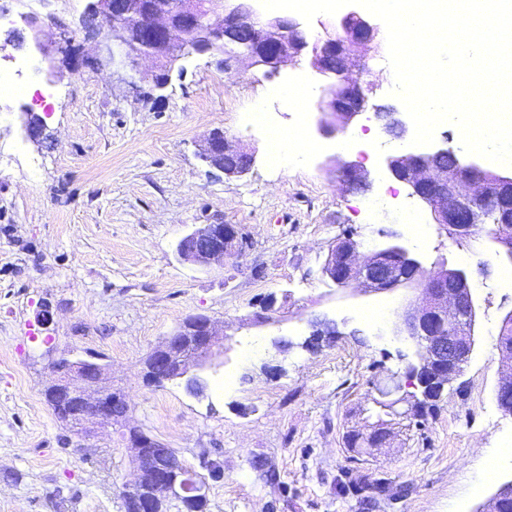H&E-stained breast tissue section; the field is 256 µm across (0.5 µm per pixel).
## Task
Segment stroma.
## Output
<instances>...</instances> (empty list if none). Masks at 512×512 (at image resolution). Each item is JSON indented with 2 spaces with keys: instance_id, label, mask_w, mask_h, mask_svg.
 <instances>
[{
  "instance_id": "stroma-1",
  "label": "stroma",
  "mask_w": 512,
  "mask_h": 512,
  "mask_svg": "<svg viewBox=\"0 0 512 512\" xmlns=\"http://www.w3.org/2000/svg\"><path fill=\"white\" fill-rule=\"evenodd\" d=\"M87 3L63 0L44 18L55 62L79 59L62 79L29 76L51 99H0V512H125L128 424L190 467L204 451L223 463L206 512H477L512 481V461L480 474L490 452L512 448V414L495 395L498 334L512 310V288L498 281L512 262L487 238H448L396 183L383 160L409 141L387 135L373 112L353 122L355 140L318 133L329 81L309 56L271 74L195 55L154 100L146 85L96 68L98 42L77 27ZM354 75L374 84L373 104L398 105L386 44L363 52ZM278 86L304 87L311 103L309 147L282 165L265 129L240 119L261 102L273 124L294 130L295 112L270 94ZM23 111L42 118L49 140L27 138ZM215 129L253 151L247 175L198 158ZM337 157L368 171L369 191L330 173ZM213 216L243 227L252 247L206 271L179 261L178 240ZM348 230L370 245L396 232L425 270L445 260L466 271L478 303L463 376L425 425L401 422L392 447L377 451L347 448L345 435L371 424L375 385L415 361V344L394 327L420 291L362 293L323 278L329 245ZM270 296L274 308L256 322ZM196 314L226 334L204 392L148 383V354ZM318 319L335 321L338 335L312 352L303 343ZM71 352L102 354L130 405L124 425L99 429L88 450L64 444L44 398L49 355ZM228 374L233 387L219 390Z\"/></svg>"
}]
</instances>
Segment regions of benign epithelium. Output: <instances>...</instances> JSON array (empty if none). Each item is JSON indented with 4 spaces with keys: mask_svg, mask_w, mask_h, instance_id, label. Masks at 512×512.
Here are the masks:
<instances>
[{
    "mask_svg": "<svg viewBox=\"0 0 512 512\" xmlns=\"http://www.w3.org/2000/svg\"><path fill=\"white\" fill-rule=\"evenodd\" d=\"M255 0H91L80 19L90 35H101L95 64L102 69L129 70L150 85L156 98L173 76H183L181 62L194 54H215L219 38L240 46L235 56L252 66L276 73L301 56L311 54V66L331 79L328 97L320 107L318 132L331 138L347 129L367 110H373L388 134L402 138L407 126L394 106L369 105L373 87L350 76L356 53L377 38L379 27L356 11L345 15L341 32L326 33L311 45L303 24L293 17L263 19ZM127 18L137 21L130 33L122 28ZM26 26L47 65L50 75L62 78L64 70L54 64L50 49L41 39L35 17ZM149 58L153 66L138 69V60ZM23 126L33 142L48 138L43 121L23 113ZM208 166L229 176H242L254 165V153L213 131L197 149ZM342 181L349 187H369L368 173L354 162L334 160ZM386 169L410 190V196L429 208L434 223L452 239L475 235L482 230L484 211L495 210L499 219L491 242L498 252L512 260V174L485 171L474 162H465L452 148L439 144L386 157ZM251 248V240L237 224L212 219L193 224L176 245L180 261L206 269L215 262L236 258ZM421 262L399 241L372 248L354 234L336 239L328 249L321 275L341 287L380 293L410 284H420ZM466 316L476 323L477 304L467 274L442 262L431 272L421 296L403 311L406 336L417 347V361L409 364L408 385L439 391L462 377L472 353L474 335H451L457 320ZM224 345L215 322L207 315L186 318L178 328L148 355L145 377L161 381L183 379L196 392L203 388L200 372L212 366L215 347ZM54 379L45 393L67 410L65 422L72 432L87 442L97 429L114 424L128 410L124 394L112 389L107 367L98 358L49 362ZM512 393V368L501 366L496 396ZM373 447L393 444V423L381 420L367 428ZM137 477L125 494L131 512H160L164 502L178 506L179 512H197V503L212 476L214 460L205 454L201 470L188 467L177 452L136 429L129 430Z\"/></svg>",
    "mask_w": 512,
    "mask_h": 512,
    "instance_id": "obj_1",
    "label": "benign epithelium"
}]
</instances>
